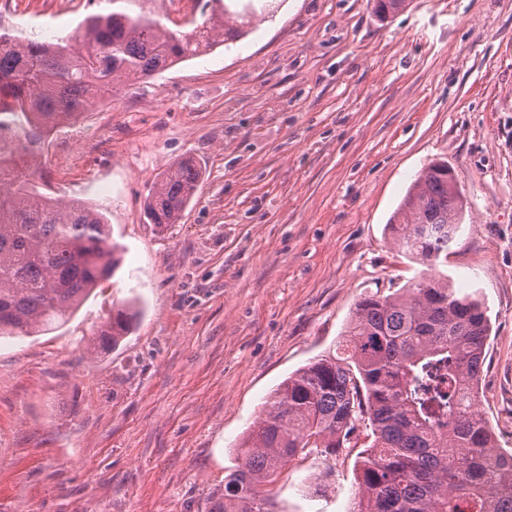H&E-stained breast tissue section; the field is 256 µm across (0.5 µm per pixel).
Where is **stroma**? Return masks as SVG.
<instances>
[{"mask_svg": "<svg viewBox=\"0 0 512 512\" xmlns=\"http://www.w3.org/2000/svg\"><path fill=\"white\" fill-rule=\"evenodd\" d=\"M88 0H0L52 41ZM201 171L179 223L144 216L175 161ZM467 205L443 271L490 318L480 411L512 449V0H281L217 45L59 127L32 183L105 209L121 263L66 325L0 336V512H209L263 403L335 351L356 303L421 267L387 224L428 164ZM140 315L89 350L122 304ZM365 429L302 454L270 512H349Z\"/></svg>", "mask_w": 512, "mask_h": 512, "instance_id": "35a3bbf8", "label": "stroma"}]
</instances>
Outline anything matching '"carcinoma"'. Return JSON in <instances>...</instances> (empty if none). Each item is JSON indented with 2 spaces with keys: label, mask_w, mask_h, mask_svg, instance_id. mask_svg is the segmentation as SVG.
<instances>
[{
  "label": "carcinoma",
  "mask_w": 512,
  "mask_h": 512,
  "mask_svg": "<svg viewBox=\"0 0 512 512\" xmlns=\"http://www.w3.org/2000/svg\"><path fill=\"white\" fill-rule=\"evenodd\" d=\"M80 31L54 42L0 41V133L32 156L47 125L76 118L119 82L150 79L237 40L253 0H207L202 22L174 29L150 0H107ZM407 0H374L386 16ZM444 164L413 181L389 224L394 243L424 266L407 287L360 300L336 352L289 376L264 403L224 476L211 512H268L269 487L295 457L338 454L356 423L374 440L361 457L352 512H512V451L500 448L477 411L490 325L477 291H457L439 270L465 220ZM201 174L172 163L146 200L149 223H178ZM120 246L104 213L52 201L26 180L0 184V336H31L70 321L114 272ZM137 311L125 306L89 349L117 345Z\"/></svg>",
  "instance_id": "obj_1"
}]
</instances>
